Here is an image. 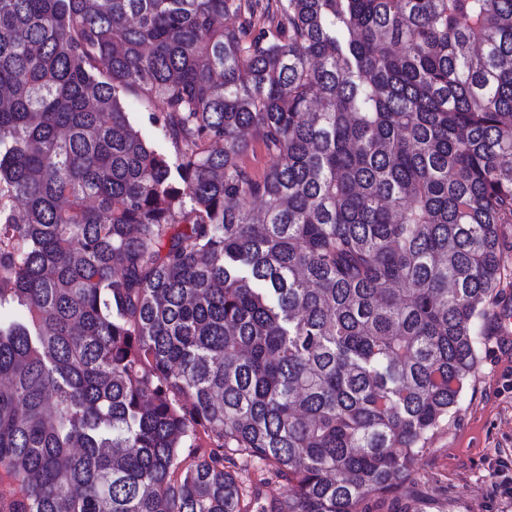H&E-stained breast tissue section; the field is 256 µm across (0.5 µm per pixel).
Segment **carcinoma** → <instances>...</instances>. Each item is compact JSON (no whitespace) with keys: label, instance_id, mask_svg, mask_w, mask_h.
I'll return each mask as SVG.
<instances>
[{"label":"carcinoma","instance_id":"cac0c4a2","mask_svg":"<svg viewBox=\"0 0 512 512\" xmlns=\"http://www.w3.org/2000/svg\"><path fill=\"white\" fill-rule=\"evenodd\" d=\"M504 224L512 0H0V512H370ZM126 112L129 113L130 119L134 126L139 129L146 142L160 152H170L172 150L170 144L157 131L149 120L151 112H159L161 105L154 103L147 107L133 97H126L123 101ZM234 470L245 498L248 501L251 500L248 512H260V506L266 501L281 497L288 492V483L278 477L270 466L238 459Z\"/></svg>","mask_w":512,"mask_h":512}]
</instances>
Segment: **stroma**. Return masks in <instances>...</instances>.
I'll list each match as a JSON object with an SVG mask.
<instances>
[{"mask_svg": "<svg viewBox=\"0 0 512 512\" xmlns=\"http://www.w3.org/2000/svg\"><path fill=\"white\" fill-rule=\"evenodd\" d=\"M478 330L477 363L456 408L426 441L405 495L372 512H512V288ZM235 472L249 512L288 491L264 464L241 459Z\"/></svg>", "mask_w": 512, "mask_h": 512, "instance_id": "stroma-1", "label": "stroma"}]
</instances>
